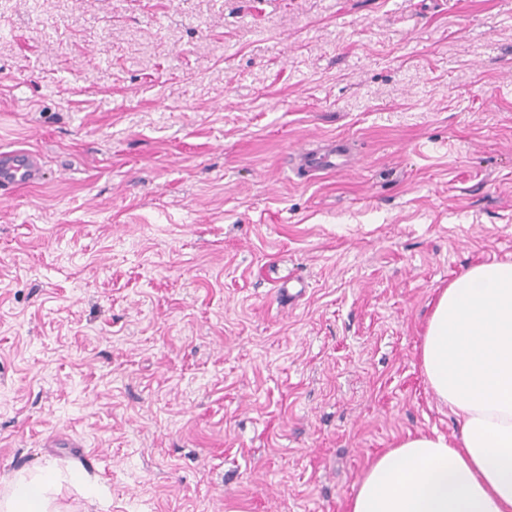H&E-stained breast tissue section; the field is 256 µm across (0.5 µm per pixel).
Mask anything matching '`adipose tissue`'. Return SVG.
I'll return each instance as SVG.
<instances>
[{"label": "adipose tissue", "instance_id": "ef3b65f1", "mask_svg": "<svg viewBox=\"0 0 512 512\" xmlns=\"http://www.w3.org/2000/svg\"><path fill=\"white\" fill-rule=\"evenodd\" d=\"M458 431L410 435L377 456L349 512H512V261L478 264L438 295L419 350ZM101 500L103 488L49 462L16 474L0 512H65L63 483Z\"/></svg>", "mask_w": 512, "mask_h": 512}]
</instances>
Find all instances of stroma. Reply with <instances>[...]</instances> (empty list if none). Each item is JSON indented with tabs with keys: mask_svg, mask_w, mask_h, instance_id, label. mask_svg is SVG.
I'll use <instances>...</instances> for the list:
<instances>
[{
	"mask_svg": "<svg viewBox=\"0 0 512 512\" xmlns=\"http://www.w3.org/2000/svg\"><path fill=\"white\" fill-rule=\"evenodd\" d=\"M14 150L44 174L0 189V484L348 512L374 457L455 434L419 349L512 261V0H0ZM300 166L308 171H334L341 165L349 164L350 159L345 152L336 154V147L333 145L325 152L302 147L294 152Z\"/></svg>",
	"mask_w": 512,
	"mask_h": 512,
	"instance_id": "35a3bbf8",
	"label": "stroma"
}]
</instances>
